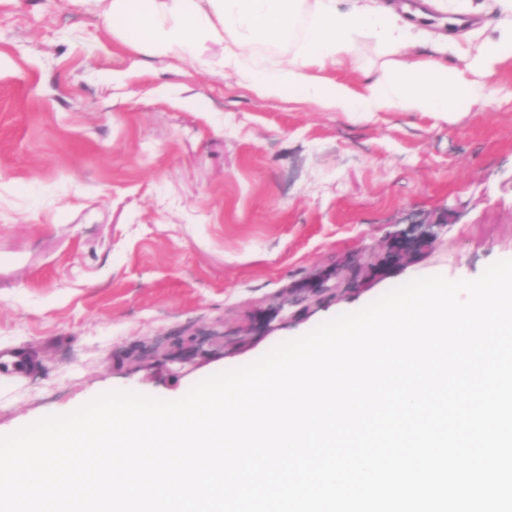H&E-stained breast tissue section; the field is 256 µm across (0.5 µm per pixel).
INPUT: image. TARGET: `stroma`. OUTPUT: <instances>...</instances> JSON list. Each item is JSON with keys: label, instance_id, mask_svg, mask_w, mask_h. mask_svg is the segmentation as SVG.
Instances as JSON below:
<instances>
[{"label": "stroma", "instance_id": "35a3bbf8", "mask_svg": "<svg viewBox=\"0 0 512 512\" xmlns=\"http://www.w3.org/2000/svg\"><path fill=\"white\" fill-rule=\"evenodd\" d=\"M111 0H0V437L116 391L166 401L417 278L512 260V59L454 121L260 96L116 35ZM319 76L363 89L384 60ZM408 260L368 267L391 237ZM328 273L355 277L313 294ZM306 291L288 305L289 290Z\"/></svg>", "mask_w": 512, "mask_h": 512}]
</instances>
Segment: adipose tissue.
I'll return each instance as SVG.
<instances>
[{
  "mask_svg": "<svg viewBox=\"0 0 512 512\" xmlns=\"http://www.w3.org/2000/svg\"><path fill=\"white\" fill-rule=\"evenodd\" d=\"M494 2L503 20L481 40L469 32L436 37L441 45L467 44L462 70L407 56L425 32L396 0H352L344 12L337 0H112L111 20L123 36L165 55L194 56L202 37L223 42L224 69L262 96L292 90L338 112H430L450 121L475 97L479 78L512 57V0ZM172 14L177 23H169ZM363 38L374 39L386 56L364 92L315 76L328 62L355 65ZM275 40L294 42L292 56L258 67L257 47Z\"/></svg>",
  "mask_w": 512,
  "mask_h": 512,
  "instance_id": "obj_1",
  "label": "adipose tissue"
}]
</instances>
